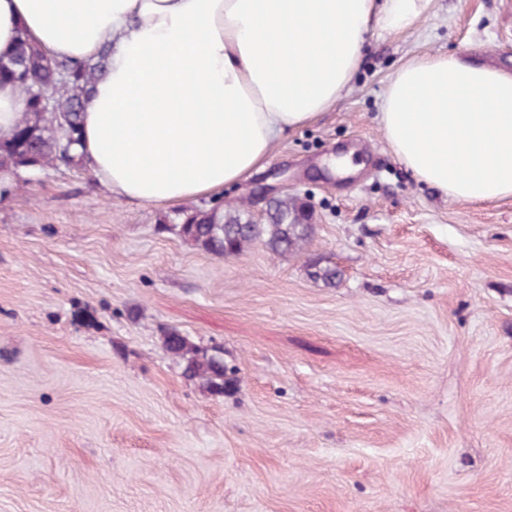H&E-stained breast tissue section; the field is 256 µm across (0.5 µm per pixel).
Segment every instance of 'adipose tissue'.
<instances>
[{"label":"adipose tissue","mask_w":512,"mask_h":512,"mask_svg":"<svg viewBox=\"0 0 512 512\" xmlns=\"http://www.w3.org/2000/svg\"><path fill=\"white\" fill-rule=\"evenodd\" d=\"M429 0H0V56L20 35L54 58L108 48L81 150L107 192L145 204L220 197L288 128L335 105L364 36L414 28ZM386 140L452 199L512 196V74L456 56L398 68Z\"/></svg>","instance_id":"ef3b65f1"}]
</instances>
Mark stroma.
<instances>
[{
	"instance_id": "35a3bbf8",
	"label": "stroma",
	"mask_w": 512,
	"mask_h": 512,
	"mask_svg": "<svg viewBox=\"0 0 512 512\" xmlns=\"http://www.w3.org/2000/svg\"><path fill=\"white\" fill-rule=\"evenodd\" d=\"M426 55L512 74V0L371 28L335 106L225 187L252 215L268 186L306 202L298 253L205 252L171 227L212 199L62 166L0 199V512H512V197L452 200L392 152L385 90ZM338 151L358 173L324 171ZM171 329L223 349L224 394ZM163 346L170 354L183 361L185 373L198 379L202 388L209 393L223 394L232 385V381L226 377L221 349L200 348L174 330L163 336Z\"/></svg>"
}]
</instances>
